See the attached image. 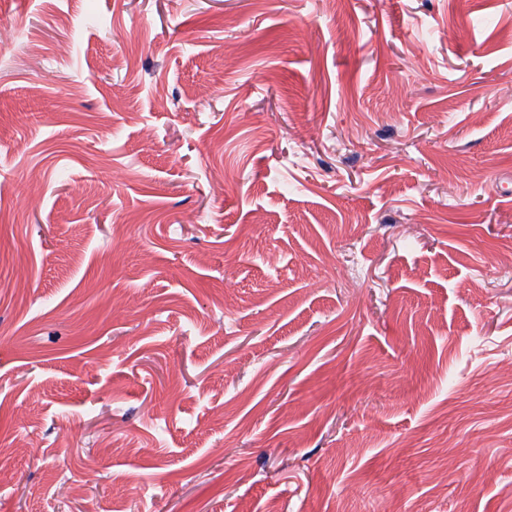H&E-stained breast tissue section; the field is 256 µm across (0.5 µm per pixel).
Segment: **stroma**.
Segmentation results:
<instances>
[{
  "label": "stroma",
  "instance_id": "1",
  "mask_svg": "<svg viewBox=\"0 0 512 512\" xmlns=\"http://www.w3.org/2000/svg\"><path fill=\"white\" fill-rule=\"evenodd\" d=\"M0 512H512V0H0Z\"/></svg>",
  "mask_w": 512,
  "mask_h": 512
}]
</instances>
